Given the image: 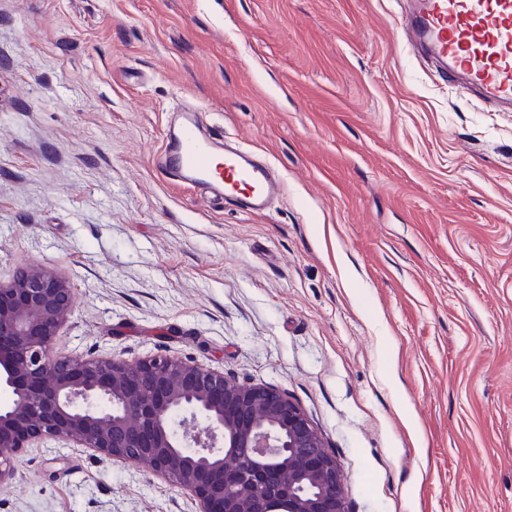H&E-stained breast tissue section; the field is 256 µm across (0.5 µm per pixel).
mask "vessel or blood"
<instances>
[{"label":"vessel or blood","mask_w":512,"mask_h":512,"mask_svg":"<svg viewBox=\"0 0 512 512\" xmlns=\"http://www.w3.org/2000/svg\"><path fill=\"white\" fill-rule=\"evenodd\" d=\"M406 28L410 42L484 100L512 105V0H411ZM162 157L172 180L249 212L265 210L280 189L247 150L201 135L194 112L168 128Z\"/></svg>","instance_id":"1"}]
</instances>
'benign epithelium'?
I'll use <instances>...</instances> for the list:
<instances>
[{
	"label": "benign epithelium",
	"mask_w": 512,
	"mask_h": 512,
	"mask_svg": "<svg viewBox=\"0 0 512 512\" xmlns=\"http://www.w3.org/2000/svg\"><path fill=\"white\" fill-rule=\"evenodd\" d=\"M68 278L23 266L0 281V487L46 440L88 448L190 494L197 512H348L344 474L308 415L279 389L155 354H63Z\"/></svg>",
	"instance_id": "7a95c632"
}]
</instances>
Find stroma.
I'll return each mask as SVG.
<instances>
[{"label":"stroma","mask_w":512,"mask_h":512,"mask_svg":"<svg viewBox=\"0 0 512 512\" xmlns=\"http://www.w3.org/2000/svg\"><path fill=\"white\" fill-rule=\"evenodd\" d=\"M406 0H0V280L69 278L59 348L272 385L350 512H512V112ZM278 172L247 213L160 167L167 122ZM0 512H195L147 465L30 448Z\"/></svg>","instance_id":"stroma-1"}]
</instances>
